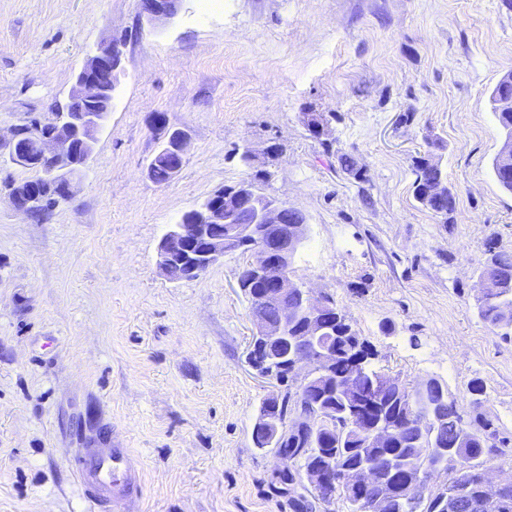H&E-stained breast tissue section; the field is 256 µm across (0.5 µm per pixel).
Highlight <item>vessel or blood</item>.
I'll return each mask as SVG.
<instances>
[{
    "instance_id": "obj_1",
    "label": "vessel or blood",
    "mask_w": 512,
    "mask_h": 512,
    "mask_svg": "<svg viewBox=\"0 0 512 512\" xmlns=\"http://www.w3.org/2000/svg\"><path fill=\"white\" fill-rule=\"evenodd\" d=\"M73 472L98 510L114 498L137 502L144 493L137 463L127 448H89Z\"/></svg>"
}]
</instances>
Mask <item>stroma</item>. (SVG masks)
<instances>
[{"mask_svg":"<svg viewBox=\"0 0 512 512\" xmlns=\"http://www.w3.org/2000/svg\"><path fill=\"white\" fill-rule=\"evenodd\" d=\"M182 0L151 21L141 0H0V133L47 113L100 42L122 66L112 113L72 197L38 222L0 171V512H86L70 463L93 444L130 449L139 512H301L274 449L255 447L278 391L247 362L253 325L226 254L194 280L157 265L170 225L259 172L258 192L304 212L291 271L329 296L413 386L434 377L508 445L512 341L477 312L485 245L512 253V193L492 159L505 134L490 93L512 72L502 0ZM321 113L325 135L304 122ZM188 142L166 184L148 165L166 132ZM250 147L256 170L243 167ZM439 159L450 220L414 195V160ZM351 157L357 173L344 170Z\"/></svg>","mask_w":512,"mask_h":512,"instance_id":"35a3bbf8","label":"stroma"}]
</instances>
